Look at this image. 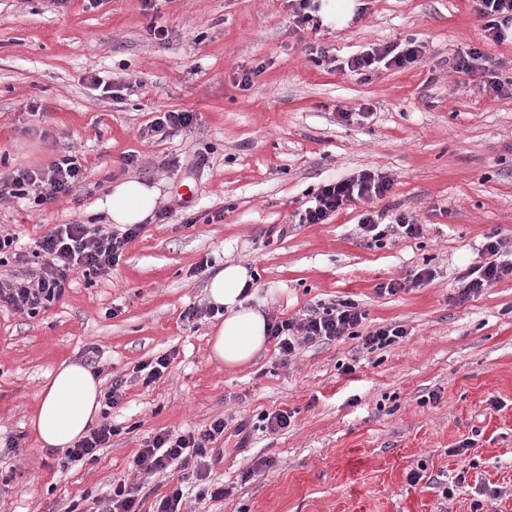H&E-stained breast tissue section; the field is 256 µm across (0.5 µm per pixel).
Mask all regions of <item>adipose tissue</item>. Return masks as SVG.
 <instances>
[{
  "label": "adipose tissue",
  "mask_w": 512,
  "mask_h": 512,
  "mask_svg": "<svg viewBox=\"0 0 512 512\" xmlns=\"http://www.w3.org/2000/svg\"><path fill=\"white\" fill-rule=\"evenodd\" d=\"M158 191L144 181L114 182L97 200L96 210L108 224H140L157 206ZM252 275L248 267L228 264L210 279L211 304L222 307L224 318L214 324L210 357L235 368L251 362L268 343L267 318L243 295ZM100 379L86 366L62 362L39 394L32 425L42 447L66 450L86 435L101 408Z\"/></svg>",
  "instance_id": "1"
}]
</instances>
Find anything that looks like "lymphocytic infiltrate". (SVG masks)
Masks as SVG:
<instances>
[{
    "instance_id": "f902f5d3",
    "label": "lymphocytic infiltrate",
    "mask_w": 512,
    "mask_h": 512,
    "mask_svg": "<svg viewBox=\"0 0 512 512\" xmlns=\"http://www.w3.org/2000/svg\"><path fill=\"white\" fill-rule=\"evenodd\" d=\"M479 13L485 20L488 40L500 44L512 38V0H478ZM425 46L410 38L402 44H372L349 56L347 70L357 75L378 67L404 68L424 53ZM84 171L76 154L65 152L40 170H19L9 181H0V200L6 197H32L35 206L51 205L76 195L82 186ZM391 181L378 173L333 179L320 186L307 201L299 216L300 223L322 224L352 204L370 202L384 196ZM140 225L133 224L117 232L101 224H59L36 242L31 256L40 265L27 277L0 279V307L30 316L48 309L61 300L71 286L75 270L96 276L111 274L126 246L138 236ZM482 260L471 265L460 279L459 301L480 295L505 276H512V253L497 232L484 236L480 249ZM366 318L364 310L350 301L311 311L300 319H270L268 334L283 359H290L303 346L346 337L360 341L362 349L373 351L394 345L407 336L400 325H385L359 334ZM224 419H214L205 431L180 435L156 434L133 458L135 469L152 476L175 467L191 470L197 480H207L211 470V446L224 437Z\"/></svg>"
}]
</instances>
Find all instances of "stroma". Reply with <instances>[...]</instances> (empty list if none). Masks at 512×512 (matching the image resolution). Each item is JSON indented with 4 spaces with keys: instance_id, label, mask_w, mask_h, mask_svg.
Wrapping results in <instances>:
<instances>
[{
    "instance_id": "stroma-1",
    "label": "stroma",
    "mask_w": 512,
    "mask_h": 512,
    "mask_svg": "<svg viewBox=\"0 0 512 512\" xmlns=\"http://www.w3.org/2000/svg\"><path fill=\"white\" fill-rule=\"evenodd\" d=\"M353 4L344 23L312 31L295 26L288 0H0V176L67 150L86 176L76 199L43 210L0 201V232L31 251L55 225L94 218L110 181L127 177L154 185L171 211L168 223L147 220L110 277L75 271L66 296L33 317L0 308V446L15 437L22 448L0 449V472L12 475L0 512H66L120 477L139 487L145 512L176 487L184 512H471L487 491V512H512V277L457 299L484 235L512 242V96L487 88L512 80V41L484 39L476 0ZM154 26L168 41L153 39ZM408 38L426 45L408 68L365 78L340 66ZM472 48L481 67L455 71ZM94 74L119 91L93 89ZM363 106L369 118L340 120ZM164 111L196 120L163 136L151 125ZM128 154L138 158L129 169ZM364 171L388 176L390 191L299 223L321 183ZM367 209L406 214L420 233L367 247ZM273 227L282 234L271 241ZM207 257L249 267L267 315L351 301L367 313L364 329L396 324L408 336L372 352L350 338L309 344L285 365L270 344L224 367L210 358L213 317L184 316L209 304L207 277L193 273ZM424 268L431 280L412 285ZM392 280L404 289L377 293ZM91 347L103 388L124 382L109 411L118 433L62 470L31 419L58 365L85 363ZM163 354L165 377L143 386L136 367ZM278 410L291 423L272 434L260 417ZM218 417L223 457L208 481L224 498L201 495L187 470L129 472L157 433L199 432ZM468 439L474 450L454 455ZM258 457L272 467L248 475Z\"/></svg>"
}]
</instances>
